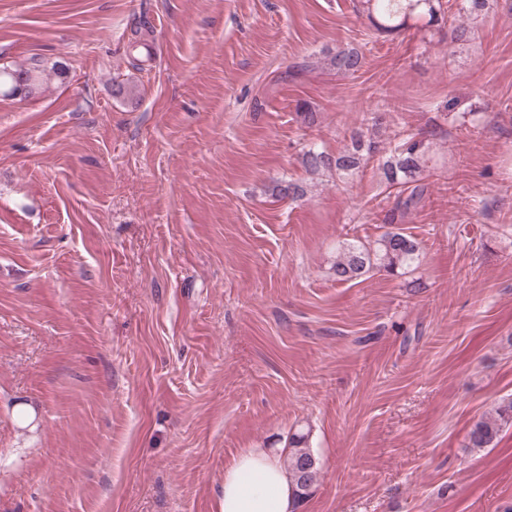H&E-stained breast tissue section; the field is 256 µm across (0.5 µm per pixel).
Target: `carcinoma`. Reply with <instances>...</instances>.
<instances>
[{
    "label": "carcinoma",
    "instance_id": "cac0c4a2",
    "mask_svg": "<svg viewBox=\"0 0 512 512\" xmlns=\"http://www.w3.org/2000/svg\"><path fill=\"white\" fill-rule=\"evenodd\" d=\"M368 19L381 35L400 33L414 16L426 15L428 22L444 20L442 0H364ZM364 55L356 49L341 50L330 58L336 72L353 75L364 65ZM47 73L41 61L34 59L19 69L0 67V93L5 96L35 95L43 86ZM377 153L385 154L381 171L390 188L397 189L394 207L386 215V231L373 241L352 240L336 247L331 270L338 282L360 279L375 271L403 275L418 256V242L399 227L397 220L417 208L426 191L425 172L430 160V142L422 134H408L392 149L378 147L363 134L351 135V147L334 156L310 148L302 161L307 170H336L340 176L356 174L362 163ZM274 195L300 199L305 189L296 182L280 184ZM512 424V400L497 406L492 413L476 421L468 435L467 447L490 448L503 427ZM308 435L293 434L288 438L290 451L286 459L288 474L297 498L306 496L319 476L317 463L311 462Z\"/></svg>",
    "mask_w": 512,
    "mask_h": 512
}]
</instances>
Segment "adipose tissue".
I'll list each match as a JSON object with an SVG mask.
<instances>
[{"instance_id": "obj_1", "label": "adipose tissue", "mask_w": 512, "mask_h": 512, "mask_svg": "<svg viewBox=\"0 0 512 512\" xmlns=\"http://www.w3.org/2000/svg\"><path fill=\"white\" fill-rule=\"evenodd\" d=\"M293 498V485L276 449H244L224 470L222 512H291Z\"/></svg>"}]
</instances>
